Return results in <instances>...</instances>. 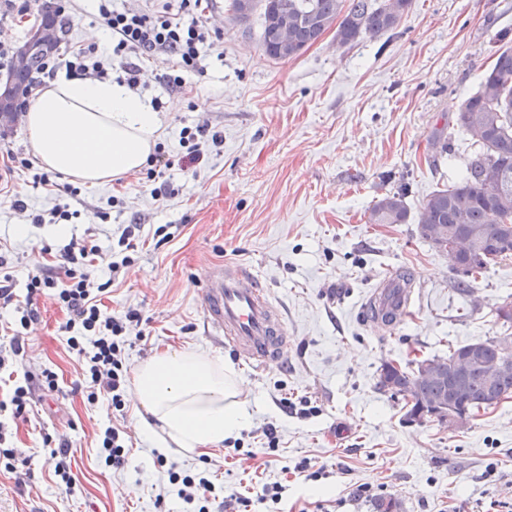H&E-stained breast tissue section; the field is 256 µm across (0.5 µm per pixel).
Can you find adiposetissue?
I'll return each instance as SVG.
<instances>
[{
    "instance_id": "ef3b65f1",
    "label": "adipose tissue",
    "mask_w": 512,
    "mask_h": 512,
    "mask_svg": "<svg viewBox=\"0 0 512 512\" xmlns=\"http://www.w3.org/2000/svg\"><path fill=\"white\" fill-rule=\"evenodd\" d=\"M162 120L125 86L58 77L26 116L28 140L49 170L98 185L140 169ZM243 382L220 358L169 349L138 365L132 400L157 422L149 429L159 450L189 453L223 446L248 422Z\"/></svg>"
}]
</instances>
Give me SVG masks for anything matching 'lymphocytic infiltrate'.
Instances as JSON below:
<instances>
[{
    "instance_id": "1",
    "label": "lymphocytic infiltrate",
    "mask_w": 512,
    "mask_h": 512,
    "mask_svg": "<svg viewBox=\"0 0 512 512\" xmlns=\"http://www.w3.org/2000/svg\"><path fill=\"white\" fill-rule=\"evenodd\" d=\"M98 16L112 33V53L100 55L96 45L67 48L50 55L42 72L54 76L58 70L91 80H106L113 57L125 60L124 81L130 90L140 85L141 60L175 59L177 68L166 74V84L183 88L191 74H204L206 58L215 50L218 32L210 27L203 0H165L161 9L147 12L138 8L116 7L113 0H98ZM99 245L70 241L60 252L58 269H41L29 275L28 295L50 290L65 310L63 329L69 349L85 360L88 401L99 394L111 397L116 412H123L122 393L127 382L126 347L131 327L140 322L136 311L114 317L102 313L97 292L90 287L86 269L100 256Z\"/></svg>"
}]
</instances>
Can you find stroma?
Segmentation results:
<instances>
[{"mask_svg": "<svg viewBox=\"0 0 512 512\" xmlns=\"http://www.w3.org/2000/svg\"><path fill=\"white\" fill-rule=\"evenodd\" d=\"M229 4L209 0L224 55L209 57L206 74L186 89L164 87L170 63L141 64L140 97L161 102L155 148L173 162L161 177L141 169L89 186L55 172L50 192L10 161L34 155L25 124L0 135V272L10 275L14 299L0 308V353L24 349L12 380L0 382V402L27 371L51 370L59 383L27 421L0 411L6 446L30 458L19 473H0V512H194L174 496L158 501L168 472L134 407L123 424L128 467L116 471L100 458L98 437L116 418L106 399L87 402L82 362L61 328L66 313L49 294L34 298L37 323L13 332V305L24 301L29 273L55 263L73 238L113 248L121 260L116 246L130 224L132 265L111 281L106 264L93 269L108 285L105 314L142 316L145 336L129 350L128 366L170 348L202 349L239 374L251 404L248 424L223 447L164 453L177 471L204 473L225 494L252 500L247 507L215 500L210 512H374L381 497L399 500L400 512H512V398L451 433L411 423L402 396L378 384L384 362L430 359L502 331L496 309L512 296V258L490 265L473 280V295L461 296L448 258L420 237L416 220L470 152L456 116L495 51L512 45V0H413L391 32L342 45L330 30L285 62L263 53L259 15L236 21ZM83 8L66 45L106 49L110 34L93 0ZM202 121L220 140L205 142L192 163L179 133ZM440 139L450 156H441ZM403 185L409 223H368L373 202ZM19 199L33 214L66 203L72 216L28 225L19 236ZM161 226L167 239L157 234ZM229 262L251 266L282 308L286 361L254 369L208 334L199 284ZM395 270L414 277L413 314L387 329L361 304L376 276ZM269 429L278 438L270 454ZM53 439L70 443L73 487L53 474ZM250 449L255 458L244 459ZM302 462L317 480L298 471ZM272 482L283 487L281 502L257 501ZM364 484L371 493L361 492Z\"/></svg>", "mask_w": 512, "mask_h": 512, "instance_id": "stroma-1", "label": "stroma"}]
</instances>
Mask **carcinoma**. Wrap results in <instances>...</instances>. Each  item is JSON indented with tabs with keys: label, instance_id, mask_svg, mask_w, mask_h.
Wrapping results in <instances>:
<instances>
[{
	"label": "carcinoma",
	"instance_id": "1",
	"mask_svg": "<svg viewBox=\"0 0 512 512\" xmlns=\"http://www.w3.org/2000/svg\"><path fill=\"white\" fill-rule=\"evenodd\" d=\"M413 0H252V9L262 8L260 44L264 53L275 61H286L312 46L325 31L336 28V41L353 44L364 37H375L398 27L412 7ZM288 17V30L280 32L273 16ZM41 25L52 29L54 44L66 33L63 20L49 5H44ZM44 54L36 51L28 63L11 68L18 85L29 88L32 74L43 62ZM457 125L470 137L474 151L457 181L448 188L432 193L423 203L420 224L446 227L449 240L477 233L486 243L512 241V47L496 52L495 60L476 93L460 106ZM400 189L380 197L367 211L369 224H405L409 211ZM512 257V247H486L472 254L452 271L460 275L455 281L458 291L472 294L471 279L499 259ZM501 338L451 347L445 356L432 362L448 365L462 353L479 346L487 359H503L497 346ZM392 384L411 405L410 412L439 401L448 393V381L423 380L419 370L408 371L393 362H384L379 375L380 387ZM459 404L476 417L494 404L478 376L465 378L460 386Z\"/></svg>",
	"mask_w": 512,
	"mask_h": 512
}]
</instances>
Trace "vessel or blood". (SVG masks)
<instances>
[{
  "label": "vessel or blood",
  "mask_w": 512,
  "mask_h": 512,
  "mask_svg": "<svg viewBox=\"0 0 512 512\" xmlns=\"http://www.w3.org/2000/svg\"><path fill=\"white\" fill-rule=\"evenodd\" d=\"M199 299L210 332L223 338L249 365L260 369L284 359L288 348L285 315L249 269L228 264L206 275ZM411 302V287L394 273L380 279L368 309L372 317L388 313L398 323L406 318Z\"/></svg>",
  "instance_id": "b4317fda"
}]
</instances>
